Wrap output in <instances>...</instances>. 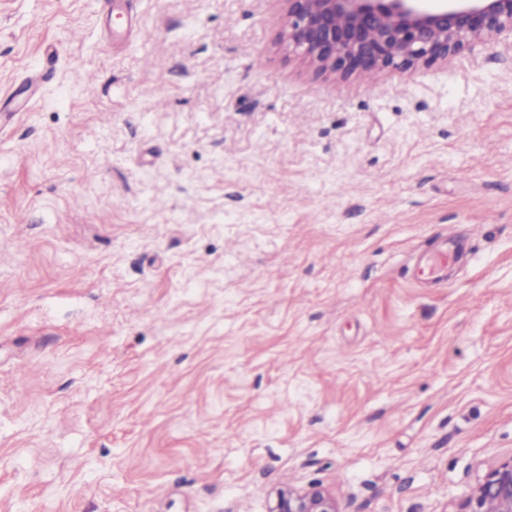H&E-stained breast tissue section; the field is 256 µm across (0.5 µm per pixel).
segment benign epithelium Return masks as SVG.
I'll return each mask as SVG.
<instances>
[{
  "label": "benign epithelium",
  "mask_w": 512,
  "mask_h": 512,
  "mask_svg": "<svg viewBox=\"0 0 512 512\" xmlns=\"http://www.w3.org/2000/svg\"><path fill=\"white\" fill-rule=\"evenodd\" d=\"M288 44L322 71L343 77L432 66L475 40L512 37V0H285ZM267 512H341L318 486L276 491ZM462 512H512V460L490 471Z\"/></svg>",
  "instance_id": "benign-epithelium-1"
}]
</instances>
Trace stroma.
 <instances>
[{
	"mask_svg": "<svg viewBox=\"0 0 512 512\" xmlns=\"http://www.w3.org/2000/svg\"><path fill=\"white\" fill-rule=\"evenodd\" d=\"M283 29L0 0V512H460L512 459V39L331 79ZM459 246L452 236L430 256L423 257L411 270L414 280L438 281L448 278V265L458 256ZM267 512H342L336 497L320 488L307 489L292 487L276 491L269 501Z\"/></svg>",
	"mask_w": 512,
	"mask_h": 512,
	"instance_id": "35a3bbf8",
	"label": "stroma"
}]
</instances>
